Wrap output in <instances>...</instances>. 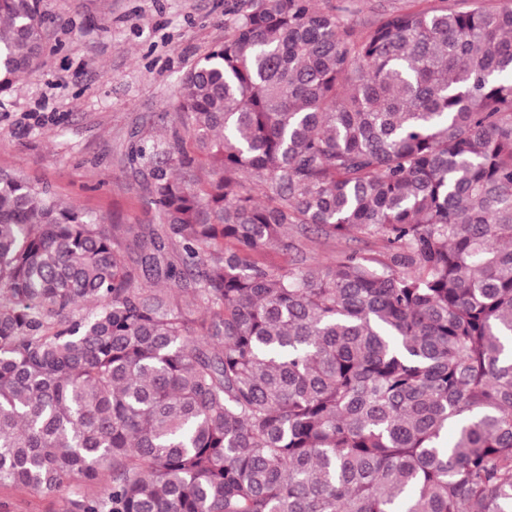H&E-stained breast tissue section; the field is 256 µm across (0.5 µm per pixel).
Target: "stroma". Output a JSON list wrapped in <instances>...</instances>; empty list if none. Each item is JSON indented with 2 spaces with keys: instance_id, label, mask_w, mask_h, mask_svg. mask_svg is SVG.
<instances>
[{
  "instance_id": "1",
  "label": "stroma",
  "mask_w": 512,
  "mask_h": 512,
  "mask_svg": "<svg viewBox=\"0 0 512 512\" xmlns=\"http://www.w3.org/2000/svg\"><path fill=\"white\" fill-rule=\"evenodd\" d=\"M233 0H40L50 47L36 76L0 93V168L47 184L64 202L145 227L154 205L127 154L178 130L173 90L183 71L223 42ZM274 266L335 265L347 253L383 259L374 236L297 237ZM68 489L0 488L8 512H56Z\"/></svg>"
}]
</instances>
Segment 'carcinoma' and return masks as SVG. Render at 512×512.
<instances>
[{
  "instance_id": "obj_1",
  "label": "carcinoma",
  "mask_w": 512,
  "mask_h": 512,
  "mask_svg": "<svg viewBox=\"0 0 512 512\" xmlns=\"http://www.w3.org/2000/svg\"><path fill=\"white\" fill-rule=\"evenodd\" d=\"M355 8L236 0L174 90L184 135L131 150L146 230L0 169V487L512 512V7ZM48 40L40 0H0V91ZM291 224L387 258L262 261Z\"/></svg>"
}]
</instances>
